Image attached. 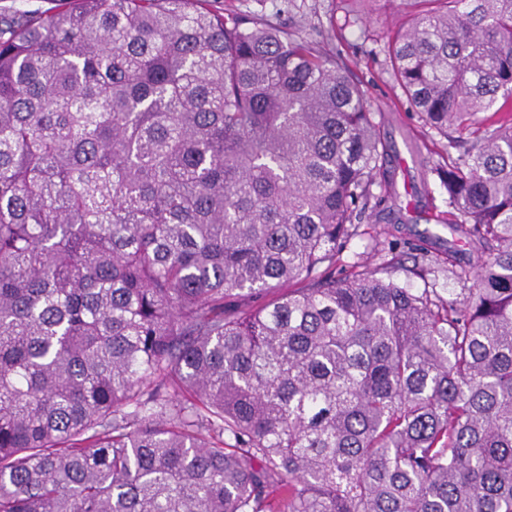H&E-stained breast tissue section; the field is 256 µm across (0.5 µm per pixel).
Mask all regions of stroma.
<instances>
[{
    "label": "stroma",
    "instance_id": "obj_1",
    "mask_svg": "<svg viewBox=\"0 0 512 512\" xmlns=\"http://www.w3.org/2000/svg\"><path fill=\"white\" fill-rule=\"evenodd\" d=\"M238 14L260 12L273 23L323 41L327 51L348 68L365 92L379 134L388 148L384 178L392 194L369 206L359 219L361 237L340 255L338 271L357 261L390 260L377 253L376 241L391 236H422L427 229L419 211L447 210V195L429 168L440 159L445 141L423 126L408 109L394 81L385 50L395 22L411 12L408 0H218Z\"/></svg>",
    "mask_w": 512,
    "mask_h": 512
}]
</instances>
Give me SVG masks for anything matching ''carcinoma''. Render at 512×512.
Instances as JSON below:
<instances>
[{
  "instance_id": "carcinoma-1",
  "label": "carcinoma",
  "mask_w": 512,
  "mask_h": 512,
  "mask_svg": "<svg viewBox=\"0 0 512 512\" xmlns=\"http://www.w3.org/2000/svg\"><path fill=\"white\" fill-rule=\"evenodd\" d=\"M412 2L454 239L339 277L386 160L323 43L211 0L0 22V512H512V0Z\"/></svg>"
}]
</instances>
